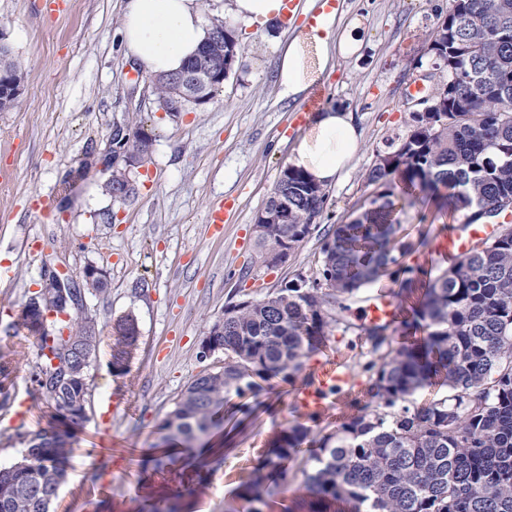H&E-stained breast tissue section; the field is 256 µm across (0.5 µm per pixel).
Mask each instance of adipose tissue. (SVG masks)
<instances>
[{"label": "adipose tissue", "instance_id": "1", "mask_svg": "<svg viewBox=\"0 0 512 512\" xmlns=\"http://www.w3.org/2000/svg\"><path fill=\"white\" fill-rule=\"evenodd\" d=\"M120 41L125 51L146 73L179 71L194 57L207 37L200 0H126ZM361 37L358 24L338 27L333 12L315 15L284 47L278 77L282 93L296 100L312 85L306 62L316 56L320 70H327L333 55L358 54ZM362 146L354 114L336 104L319 108L299 137L290 165L305 171L315 182L328 187L350 167Z\"/></svg>", "mask_w": 512, "mask_h": 512}]
</instances>
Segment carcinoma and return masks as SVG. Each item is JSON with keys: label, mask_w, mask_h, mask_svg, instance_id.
<instances>
[{"label": "carcinoma", "mask_w": 512, "mask_h": 512, "mask_svg": "<svg viewBox=\"0 0 512 512\" xmlns=\"http://www.w3.org/2000/svg\"><path fill=\"white\" fill-rule=\"evenodd\" d=\"M484 22L473 50L458 44L470 25ZM436 41L448 45L444 87L471 110L449 112L427 130L413 123L395 135L393 165L372 167L376 191L363 215L324 236L321 268L300 288L289 282L247 305L224 309V373L195 378L159 427L162 443L189 448L224 428L233 397L253 395L278 379L292 380L321 339L341 326L349 302L382 276L404 281L410 312L396 328L360 325L370 346L367 400L357 413L319 438L303 425L285 430L279 466L250 475L253 499L282 493L288 464L301 466L306 512H512V224L477 240L446 268L430 273L404 267V246L394 244L405 206L418 199L439 210H469L467 223L485 224L512 205V0H452ZM23 86L22 63L0 44V74ZM170 76L156 77L159 106L178 111L181 94ZM124 150L112 161H144L155 138L139 123L115 128ZM93 161L71 171L73 192ZM288 197L286 224L257 238L260 254L284 245L296 250L321 221L328 191L287 165L265 206ZM41 290L26 301L21 325L36 338L40 360L32 382L65 430L37 434L8 467H0V512H51L72 455L69 430L84 425L90 403V368L103 342L101 330L70 308L46 334L41 316L59 312V273L43 264ZM127 314L112 327V367L122 369L138 341ZM434 382L446 389L419 404L415 395Z\"/></svg>", "instance_id": "1"}]
</instances>
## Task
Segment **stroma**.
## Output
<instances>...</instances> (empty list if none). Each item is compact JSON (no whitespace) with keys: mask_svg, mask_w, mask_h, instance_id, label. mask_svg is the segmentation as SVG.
<instances>
[{"mask_svg":"<svg viewBox=\"0 0 512 512\" xmlns=\"http://www.w3.org/2000/svg\"><path fill=\"white\" fill-rule=\"evenodd\" d=\"M124 0H0V32L25 68L18 106L0 112V465L13 463L37 433L58 428L55 412L35 391L36 350L16 320L41 287L43 263L74 278L86 265L102 269L108 290L86 297L83 316L109 326L135 315L139 338L124 370L111 365L102 343L91 371L89 420L71 440L69 477L55 512H132L146 498L180 496L182 512H244L245 486L264 464L282 430L295 422L332 432L356 411L367 378L361 365L369 346L353 308L347 331H334L307 361L295 383L276 382L261 399L245 396L252 414L228 436H214L224 462L198 468L187 452L153 472L149 453L158 427L185 387L222 355H201V343L226 306L263 298L285 283L308 278L321 262L323 229H316L288 262L268 268L252 226L275 187L307 113L282 93L280 45L303 29L302 13L266 24L234 22L241 46L221 93L203 107L159 108L149 74L129 58L119 39ZM448 0H344L341 22L360 18L359 56L341 59L314 86L325 104L354 112L363 145L352 168L328 189L330 224H346L364 209L365 177L387 141L411 123V90L444 82L428 46ZM144 122L154 131L152 153L136 169V194L112 202L106 179L90 169L79 192L63 182L78 158L103 152L113 126ZM226 203L224 232L212 235L209 209ZM112 210L104 224L97 215ZM401 237L413 245L404 264L438 268L436 246L446 224L463 213L419 222L417 207L401 215ZM342 363L350 382L328 398L317 417L292 405L329 363Z\"/></svg>","mask_w":512,"mask_h":512,"instance_id":"35a3bbf8","label":"stroma"}]
</instances>
